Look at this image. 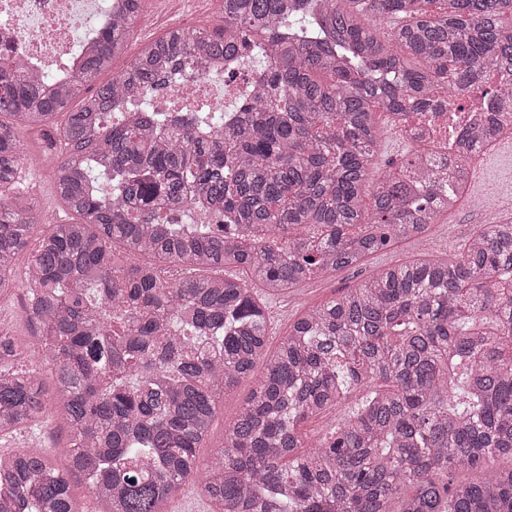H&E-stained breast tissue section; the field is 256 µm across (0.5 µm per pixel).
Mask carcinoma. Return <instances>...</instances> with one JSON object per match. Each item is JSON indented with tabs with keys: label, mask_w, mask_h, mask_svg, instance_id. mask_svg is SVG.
I'll use <instances>...</instances> for the list:
<instances>
[{
	"label": "carcinoma",
	"mask_w": 512,
	"mask_h": 512,
	"mask_svg": "<svg viewBox=\"0 0 512 512\" xmlns=\"http://www.w3.org/2000/svg\"><path fill=\"white\" fill-rule=\"evenodd\" d=\"M144 4L123 0L64 81L0 59V297L23 291L55 369L48 393L36 367L5 365L34 351L0 333V441L50 408L69 432L64 470L44 450L0 451V512H78L83 475L108 512H156L171 484L195 480L222 512H512V468L485 466L512 458V218L477 225L455 260L383 268L305 310L222 446L197 456L219 398L265 349V297L424 236L468 181L469 154L512 128L491 118L438 163L404 157L363 205L375 112L395 129L473 92L512 101V0H220V28L171 29L97 82ZM224 55L259 74L224 123L129 109L169 70ZM32 154L60 157L73 219L29 253L46 222L25 188ZM197 200L219 223H173ZM167 264L241 267L262 291L231 273L168 277ZM357 388L332 432L300 435ZM456 468L473 475L453 481Z\"/></svg>",
	"instance_id": "carcinoma-1"
}]
</instances>
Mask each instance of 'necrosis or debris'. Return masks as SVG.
<instances>
[{
    "label": "necrosis or debris",
    "mask_w": 512,
    "mask_h": 512,
    "mask_svg": "<svg viewBox=\"0 0 512 512\" xmlns=\"http://www.w3.org/2000/svg\"><path fill=\"white\" fill-rule=\"evenodd\" d=\"M109 15L104 0H0V54L20 57L38 74L66 76L68 65L80 59L84 42ZM224 74L226 80L219 85L193 67H183L150 102L162 112H189L257 80L237 68Z\"/></svg>",
    "instance_id": "obj_1"
}]
</instances>
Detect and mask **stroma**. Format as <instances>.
Returning a JSON list of instances; mask_svg holds the SVG:
<instances>
[{
    "mask_svg": "<svg viewBox=\"0 0 512 512\" xmlns=\"http://www.w3.org/2000/svg\"><path fill=\"white\" fill-rule=\"evenodd\" d=\"M219 23L215 0H183L175 10L170 9L167 0H146L135 24V35L125 53L113 61L112 69L117 72L127 67L145 44L167 29L197 26L209 29ZM375 123L380 150L370 166L369 176L373 179L378 178L388 164L399 163L410 151L409 145L391 130L384 113H377ZM26 178L31 196L48 220L65 218L66 213L54 193L50 163L27 165ZM491 195H512V152L504 148L486 156L481 169L471 175L467 198L456 208L440 215L424 237L400 241L371 254L361 266L347 268L327 277L309 279L293 288L288 296L268 299L267 352L275 351L281 336L287 333L289 325L303 310L337 297L347 289L358 287L377 268L428 255L456 258L476 225L498 221L497 213L479 209L476 205L478 197ZM264 368V362H257L251 377L221 397L210 433L198 450L200 459L210 458L213 451L221 447L225 427L262 376Z\"/></svg>",
    "mask_w": 512,
    "mask_h": 512,
    "instance_id": "35a3bbf8",
    "label": "stroma"
}]
</instances>
